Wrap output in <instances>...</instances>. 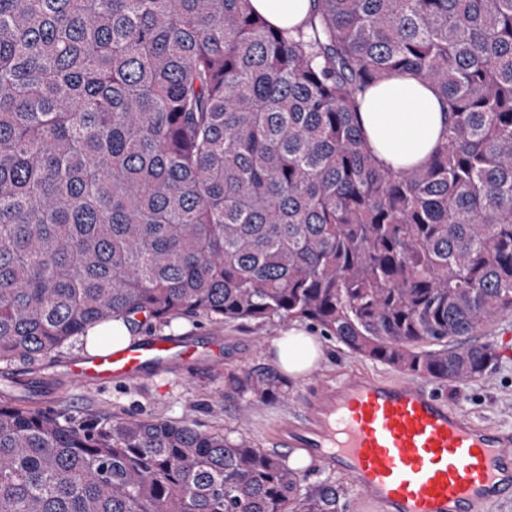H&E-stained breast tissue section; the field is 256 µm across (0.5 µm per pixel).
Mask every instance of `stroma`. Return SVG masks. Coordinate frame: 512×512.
<instances>
[{
    "instance_id": "obj_1",
    "label": "stroma",
    "mask_w": 512,
    "mask_h": 512,
    "mask_svg": "<svg viewBox=\"0 0 512 512\" xmlns=\"http://www.w3.org/2000/svg\"><path fill=\"white\" fill-rule=\"evenodd\" d=\"M291 327L306 330L320 341L325 351L323 362L302 378H284L282 397L257 405L247 422H239L236 400L224 397L225 376L242 369L278 367L272 342ZM137 334L144 338L184 336L200 343L214 340L221 343L222 352L199 356L190 367H176L147 380L96 388L75 383L69 373L70 364L86 355L85 340L79 337L47 357L0 362V400L58 413L75 423L94 413L185 420L198 429H221L230 437H242L271 450L275 447L273 426L297 415L308 385L350 371L388 379L400 376L394 368L351 353L335 338L299 320L292 324L251 320L225 323L202 314L179 315L164 323L139 325ZM485 336L498 349L485 377L465 384L437 381L433 387L449 404L466 410L475 422L512 430V313L488 327Z\"/></svg>"
}]
</instances>
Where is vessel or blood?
Wrapping results in <instances>:
<instances>
[{"instance_id": "obj_1", "label": "vessel or blood", "mask_w": 512, "mask_h": 512, "mask_svg": "<svg viewBox=\"0 0 512 512\" xmlns=\"http://www.w3.org/2000/svg\"><path fill=\"white\" fill-rule=\"evenodd\" d=\"M198 355L188 340L156 336L77 360L70 374L87 385L134 382ZM273 439L347 475L372 512H480L512 494V433L476 423L425 381L352 371L317 383Z\"/></svg>"}]
</instances>
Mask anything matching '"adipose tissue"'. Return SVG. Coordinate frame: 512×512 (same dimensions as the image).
<instances>
[{
	"label": "adipose tissue",
	"instance_id": "ef3b65f1",
	"mask_svg": "<svg viewBox=\"0 0 512 512\" xmlns=\"http://www.w3.org/2000/svg\"><path fill=\"white\" fill-rule=\"evenodd\" d=\"M252 8L277 27L302 23L313 0H250ZM359 121L369 148L384 165L413 168L428 162L448 130V108L429 84L396 77L367 91ZM283 371L295 378L316 369L322 358L320 342L292 328L273 340Z\"/></svg>",
	"mask_w": 512,
	"mask_h": 512
}]
</instances>
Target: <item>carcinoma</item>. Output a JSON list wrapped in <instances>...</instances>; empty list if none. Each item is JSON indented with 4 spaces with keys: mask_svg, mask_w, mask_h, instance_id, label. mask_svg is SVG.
<instances>
[{
    "mask_svg": "<svg viewBox=\"0 0 512 512\" xmlns=\"http://www.w3.org/2000/svg\"><path fill=\"white\" fill-rule=\"evenodd\" d=\"M431 84L429 163L368 148L358 96ZM512 313V0H0V362L116 318L299 319L437 381ZM274 370L231 374L247 420ZM347 487L185 420L74 425L0 401V512H347ZM252 8L277 27L302 23L313 7L312 0H250Z\"/></svg>",
    "mask_w": 512,
    "mask_h": 512,
    "instance_id": "carcinoma-1",
    "label": "carcinoma"
}]
</instances>
